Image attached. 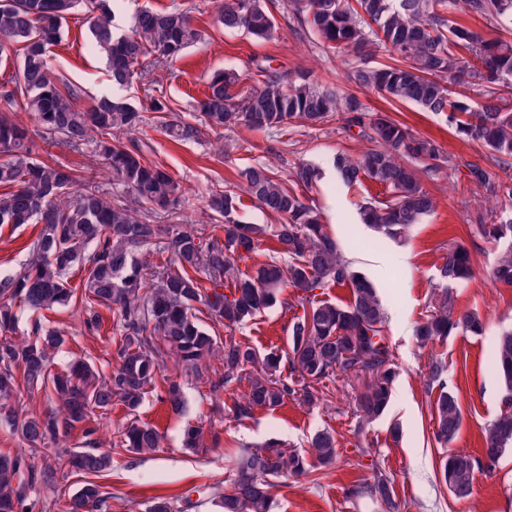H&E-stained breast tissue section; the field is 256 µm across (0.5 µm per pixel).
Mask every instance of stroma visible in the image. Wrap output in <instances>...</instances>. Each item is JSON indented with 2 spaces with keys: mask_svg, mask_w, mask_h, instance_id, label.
Returning <instances> with one entry per match:
<instances>
[{
  "mask_svg": "<svg viewBox=\"0 0 512 512\" xmlns=\"http://www.w3.org/2000/svg\"><path fill=\"white\" fill-rule=\"evenodd\" d=\"M218 0H122L116 10L118 28L130 29L142 9L189 12L202 39L177 60L165 63L134 80L124 98L147 105L151 97H165L182 116H190L204 98L207 85L218 72L237 69L242 91L258 84L256 61L268 57L278 73L293 76L312 72L322 86L358 95L369 110H386L413 133L435 140L453 168L450 174L422 179L423 188L437 201L435 211L397 240L379 238L359 222V207L381 193L369 182L348 188L339 183L333 159L338 153L360 154L363 139L344 129L342 118L315 127H291L271 136L242 127L206 134L195 141H174L154 124L145 125L138 140L150 143V160L163 164L185 190V205L179 222L184 227L209 223L206 198L211 190L240 184L241 171L264 164L278 175H286L295 163L319 168L322 178L303 189L307 203L315 205L328 223L354 269L375 286L384 305L389 336L395 354L397 378L391 408L382 419L356 433L353 413L354 389L337 383L332 396L306 405L288 398L273 410H255L252 418L233 419L231 397L214 396L209 386L173 357H165L160 379L151 387L136 411L121 401L111 410L96 414L93 439L96 447L110 450L112 466L98 478L106 497L107 512H145L154 497L184 500V512H211L207 501L213 487L232 477L238 455L246 448L262 445L276 437L288 447L309 450L314 434L327 429L337 439L335 464L317 470L314 479H280L271 490L273 512H387L381 504L350 494V487L369 478L373 469L391 473L394 482V512H512V452L507 453L493 473H477L472 497L459 499L443 484L440 460L443 450L432 439L428 414L430 394L423 388L432 357L448 364V378L462 408L463 422L452 446L472 454L483 448L485 427L499 414L507 393L492 364V344L504 332L512 331V288L493 283L491 270L498 247L486 239L480 227L512 217V204L502 191L512 187V166L493 163L480 142L458 136L449 128L445 114L427 112L416 106L387 101L380 94L357 87L348 78V65L340 63L332 50L314 41H299L288 27V12L276 8L278 29L273 38L258 40L240 31L224 29L217 20ZM90 18L85 9L69 16L62 38L53 47L50 63L63 79L83 90L84 100L108 94L112 83L104 61L92 45ZM223 140V152H216L215 140ZM37 159L67 160L83 179L84 186L112 190L92 150L58 152L37 144ZM477 164L490 174L488 183L476 185L466 178L468 165ZM38 225L15 228L0 226V275L19 271L26 262ZM464 245L473 259L474 275L465 285L451 290L456 311H478L485 319L481 336L456 332L433 344L420 345L416 328L437 300L443 283L439 269L448 250ZM282 302L236 329L262 352L288 351L292 313ZM19 331L29 332L33 321L60 330L65 343L57 354L58 365L78 356L110 372L117 364L115 330L110 312H103L98 331L83 326L82 308L70 305L34 313L19 309ZM178 379L185 405L173 412L161 399L166 379ZM136 422L155 428L162 437L160 448L133 454L116 445L125 425ZM202 427V445L190 453L181 446L186 424ZM28 453L36 470L51 467L54 477L39 484L29 512H64L68 497L82 484V474L71 471L65 460L46 456L43 450L28 448L19 432L0 423V454Z\"/></svg>",
  "mask_w": 512,
  "mask_h": 512,
  "instance_id": "1",
  "label": "stroma"
}]
</instances>
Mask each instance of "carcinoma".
<instances>
[{
	"label": "carcinoma",
	"mask_w": 512,
	"mask_h": 512,
	"mask_svg": "<svg viewBox=\"0 0 512 512\" xmlns=\"http://www.w3.org/2000/svg\"><path fill=\"white\" fill-rule=\"evenodd\" d=\"M80 2L0 0V59H19L17 76L0 80L5 104L0 109V225H40L20 271L0 276V419L31 448H55L77 428L89 436L94 433L88 427L92 414L109 410L113 399L137 410L163 356L172 355L199 378L206 359L223 361L224 374L207 383L215 394L243 390L231 407L237 421L251 418L258 408L274 410L288 396L312 403L320 397L317 386L327 380L357 384L354 414L357 432H362L387 412L395 355L374 287L352 268L320 213L297 192L299 186H310L318 172L301 163L283 178L266 165L249 166L241 172L239 187L208 196L213 223L182 229L169 223L181 206V185L163 165L147 159L149 143H126L123 136L139 131L150 118L173 140L186 141L225 127L270 132L294 124L316 126L340 114L344 128L359 129L367 146L356 157L336 155L334 168L349 187L371 181L384 188L385 196L364 204L361 215L363 223L389 238L403 236L434 212L436 201L422 187L421 174L441 171L440 146L385 112L369 111L353 93L323 88L307 75L287 80L260 64L256 70L262 85L247 94L238 89L236 71L214 75L192 123L160 98L139 108L117 91L181 56L201 33L187 12L174 9L142 10L131 30L119 35L113 26L118 0H88L90 32L116 93L101 95L85 108L82 89L60 79L49 61L63 21ZM271 7V0H222L217 21L226 29L270 39L277 29ZM288 11L299 30L316 36L345 63L356 61V85L392 102L445 112L458 135L484 144L496 162L512 163V105L499 96L500 88L512 87V0H288ZM459 13L497 36L460 22ZM376 47L390 53V62L369 68L362 60ZM463 86L473 87L480 101L463 93ZM17 100L32 115L34 127L8 109ZM37 138L71 150L92 146L106 166L105 176L125 194L80 188L81 178L67 163L33 157ZM243 193L278 223L241 220ZM482 233L499 245L495 282L512 288V219L484 226ZM267 238L283 247L288 263L271 259L241 268ZM76 267L84 272L79 289L71 283ZM439 273L449 284L471 278L468 249L453 246ZM332 285L348 286V301L319 297L318 291ZM285 288L292 289L288 307L296 311L289 353L260 355L234 331L274 306ZM18 303L38 313L58 305L80 306L90 332L98 329L99 308L112 311L120 335L117 367L107 377L86 359L75 358L54 369L63 334L36 322L28 336L17 337ZM205 318L211 321L207 330ZM458 331L481 336L484 319L473 310L455 312L445 294L419 325L417 338L425 346ZM495 357L509 394L485 430L482 455L456 450L442 459L444 483L459 499L473 495L476 473L492 471L512 451V331L498 337ZM447 372V363L434 358L425 383L428 391L439 389L429 412L433 440L442 448L449 447L462 426ZM165 383L162 400L181 410L180 384ZM23 386L49 392L57 409L25 411L14 402ZM201 433L188 425L184 448L197 450ZM159 443L155 429L133 422L115 446L143 453ZM310 455L308 461L276 442L245 449L230 484L213 493L211 505L215 512H272L273 482L334 463L336 437L328 431L316 434ZM69 463L87 480L67 501V512H106V497L93 478L110 467L111 457L95 448H72ZM37 483L36 469L24 456L0 455V512H26L24 502ZM351 493L392 506L394 480L378 469Z\"/></svg>",
	"instance_id": "carcinoma-1"
}]
</instances>
